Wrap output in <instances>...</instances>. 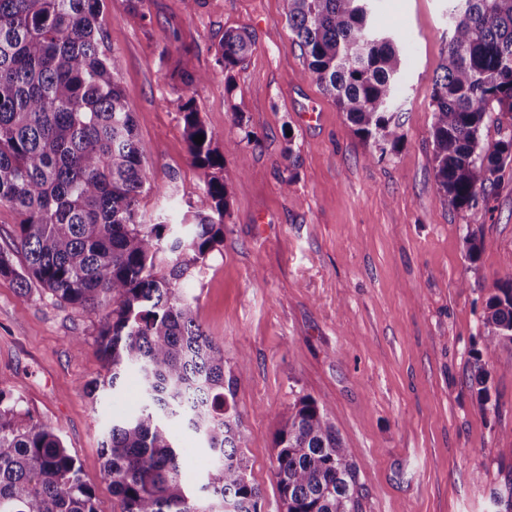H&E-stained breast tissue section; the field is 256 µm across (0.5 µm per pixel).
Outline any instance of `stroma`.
Wrapping results in <instances>:
<instances>
[{
  "mask_svg": "<svg viewBox=\"0 0 512 512\" xmlns=\"http://www.w3.org/2000/svg\"><path fill=\"white\" fill-rule=\"evenodd\" d=\"M103 31L154 183L146 222L179 218L202 172L188 154L179 97L190 91L217 141L256 134L258 149L224 156L230 216L224 244L187 280L198 318L224 344L238 380L251 479L261 512H282L272 469L280 416L298 397L326 405L356 450L362 512H491L512 479V346L490 347L485 301L512 278V170L480 199L481 223L445 202L435 179L429 108L448 40L450 0H370L373 25L406 57L405 139L380 160L310 75L282 0H103ZM247 28L255 48L232 94L216 50ZM192 87H185L189 77ZM320 113L306 126L299 114ZM290 185H283L284 177ZM476 259H469V243ZM98 322L48 295L21 297L0 277V377L22 406L57 429L115 512L101 442L142 402L128 372L119 392L89 398L103 374ZM85 340L81 351L69 345ZM491 399L477 400L473 353Z\"/></svg>",
  "mask_w": 512,
  "mask_h": 512,
  "instance_id": "1",
  "label": "stroma"
}]
</instances>
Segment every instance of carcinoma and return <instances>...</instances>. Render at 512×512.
Segmentation results:
<instances>
[{"mask_svg": "<svg viewBox=\"0 0 512 512\" xmlns=\"http://www.w3.org/2000/svg\"><path fill=\"white\" fill-rule=\"evenodd\" d=\"M282 2L311 75L370 144V157L397 149L405 64L398 39L373 28L367 0ZM455 2L430 95L431 136L442 197L476 224L480 196L512 167V0ZM254 45L245 29L224 31L217 63L226 94ZM181 101L201 191L181 220L147 224L141 195L166 188L152 182L148 148L104 48L102 0H0V207L20 217L10 246L0 247V277L14 280L23 297L45 293L98 317L107 376L83 385L88 396L117 390L126 371L137 372L142 405L112 422L101 443L119 512H260L261 490L247 476L237 378L182 288L189 270L224 244L230 193L213 132L193 97ZM493 112L506 121L486 146ZM16 253L25 260L19 267ZM162 265L168 273H159ZM483 324L488 343L512 345V279L488 296ZM474 368L484 404L489 387L478 353ZM174 421L209 449L198 489L185 476ZM274 443L283 512H359L355 449L326 406L297 398ZM94 500L60 435L22 409L0 378V512H96Z\"/></svg>", "mask_w": 512, "mask_h": 512, "instance_id": "obj_1", "label": "carcinoma"}]
</instances>
